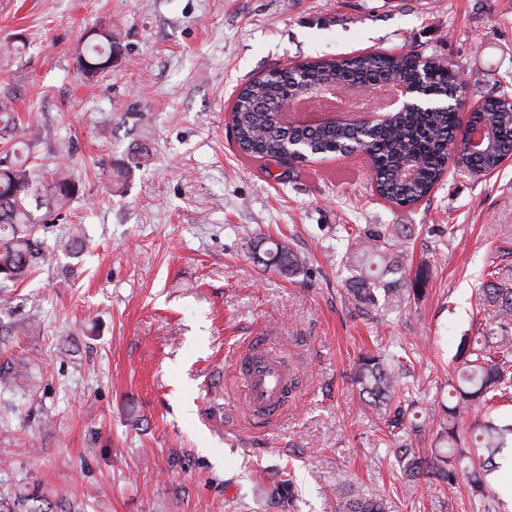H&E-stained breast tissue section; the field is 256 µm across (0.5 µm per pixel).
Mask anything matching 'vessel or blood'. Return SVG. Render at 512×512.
<instances>
[{
    "mask_svg": "<svg viewBox=\"0 0 512 512\" xmlns=\"http://www.w3.org/2000/svg\"><path fill=\"white\" fill-rule=\"evenodd\" d=\"M244 384L249 403L263 419L275 420L279 413L280 396L289 373L263 344L254 343L250 358L243 365Z\"/></svg>",
    "mask_w": 512,
    "mask_h": 512,
    "instance_id": "1",
    "label": "vessel or blood"
}]
</instances>
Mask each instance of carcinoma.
<instances>
[{
	"instance_id": "cac0c4a2",
	"label": "carcinoma",
	"mask_w": 512,
	"mask_h": 512,
	"mask_svg": "<svg viewBox=\"0 0 512 512\" xmlns=\"http://www.w3.org/2000/svg\"><path fill=\"white\" fill-rule=\"evenodd\" d=\"M76 52L77 70L85 77L112 68L116 38L112 27L88 31ZM404 84L420 89L430 106L413 112H387L367 129L347 126H302L284 128L279 112L285 100L309 101L308 94L331 85L354 94L365 88L380 91ZM469 89L454 65L433 56L409 51L380 52L329 60H309L299 69H271L247 82L238 91L231 108V125L241 155L261 163L283 165L288 146L303 145L297 164L327 159L351 148L368 152L373 159L372 187L383 199L398 207H410L430 196L450 162V147H456L457 169L472 176L495 171L512 153V93L489 90L480 96L470 124L485 129L484 149L466 151L456 111V93ZM38 135L14 136L5 143L0 157V285L16 283L30 276L53 257V250L39 238L41 224L33 209L45 208L44 216H61L78 195L79 186L68 167L57 166L50 179L42 182L28 165L30 150ZM348 301L359 309L378 304V293L390 302L406 294L423 291L430 265H418L410 288H400L385 276L399 266L406 252L400 235L382 225L365 236H348ZM264 264L289 274L299 266L287 246L276 243L263 251ZM479 289L478 312L495 320L497 327L482 336H465L455 358L456 367L448 378V406L436 431L438 446L423 456L410 438L398 442L396 451L407 480L435 485L453 499L459 483L470 490L471 512H495L493 487L496 457L512 446V423L502 425L493 416V406L512 402V286L486 274ZM362 396V409L380 412L394 408L386 420L389 434L404 427L400 370L380 354L366 353L358 360L354 377ZM387 499H362L346 494L338 512H388Z\"/></svg>"
}]
</instances>
